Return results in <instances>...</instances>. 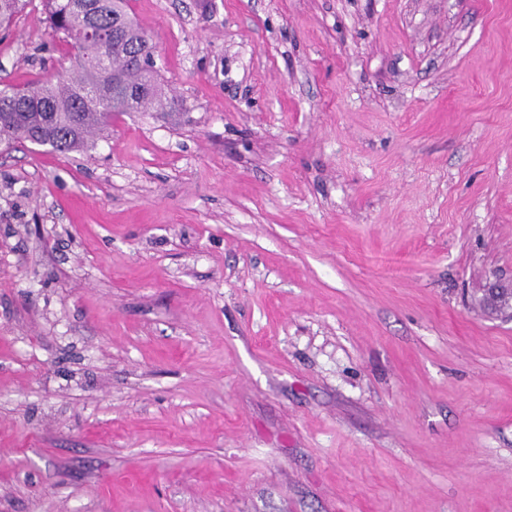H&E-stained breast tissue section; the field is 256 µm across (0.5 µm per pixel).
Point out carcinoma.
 <instances>
[{"mask_svg": "<svg viewBox=\"0 0 512 512\" xmlns=\"http://www.w3.org/2000/svg\"><path fill=\"white\" fill-rule=\"evenodd\" d=\"M26 2L0 0V27H8ZM127 8V0H43L55 34L74 51V65L20 98L14 87L0 86V145L41 140L66 156L107 131L116 112L171 104L159 69L149 62L152 42Z\"/></svg>", "mask_w": 512, "mask_h": 512, "instance_id": "carcinoma-1", "label": "carcinoma"}]
</instances>
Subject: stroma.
I'll return each mask as SVG.
<instances>
[{
  "label": "stroma",
  "instance_id": "35a3bbf8",
  "mask_svg": "<svg viewBox=\"0 0 512 512\" xmlns=\"http://www.w3.org/2000/svg\"><path fill=\"white\" fill-rule=\"evenodd\" d=\"M128 8L176 108L0 145V512H512V0Z\"/></svg>",
  "mask_w": 512,
  "mask_h": 512
}]
</instances>
